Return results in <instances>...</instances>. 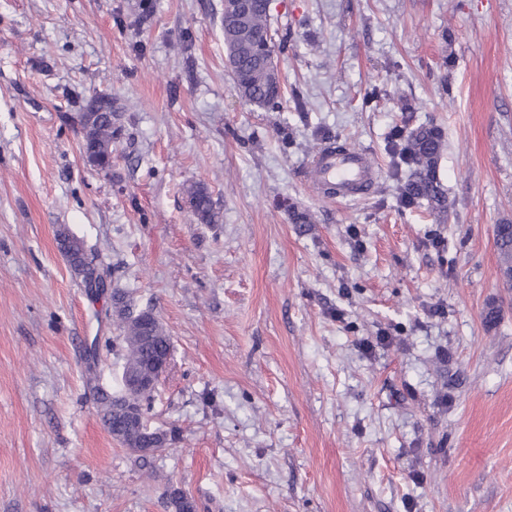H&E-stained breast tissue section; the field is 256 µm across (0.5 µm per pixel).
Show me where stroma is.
<instances>
[{
  "label": "stroma",
  "mask_w": 512,
  "mask_h": 512,
  "mask_svg": "<svg viewBox=\"0 0 512 512\" xmlns=\"http://www.w3.org/2000/svg\"><path fill=\"white\" fill-rule=\"evenodd\" d=\"M139 3L0 0V512H172L174 488L197 512H512V0H272L278 112L234 89L224 0ZM99 91L108 170L80 150ZM422 124L442 212L398 203L388 137ZM332 140L376 167L366 197L307 178ZM62 227L171 338L148 460L87 387L121 388L122 343ZM86 104L84 112L91 115L80 122L81 152L90 166L111 169L112 145L120 130L116 118L118 113L112 108V96L95 93ZM186 204L200 224H217L221 220L208 188L201 183L191 184L185 190ZM494 234L500 276L506 286L512 287V224L495 225ZM61 238L71 240L74 243V246H60V248L64 252L63 255L71 271L80 280L83 287L89 290L93 283L101 280L103 277L105 288H108V282L103 276V274H107V271L104 268L96 270L86 263L82 243L65 230L60 231L58 234L59 244L61 243Z\"/></svg>",
  "instance_id": "stroma-1"
}]
</instances>
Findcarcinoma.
I'll use <instances>...</instances> for the list:
<instances>
[{
    "label": "carcinoma",
    "instance_id": "obj_1",
    "mask_svg": "<svg viewBox=\"0 0 512 512\" xmlns=\"http://www.w3.org/2000/svg\"><path fill=\"white\" fill-rule=\"evenodd\" d=\"M224 46L234 86L239 96L249 105L262 110L281 107L280 81L272 78L265 61L287 49V40H274L270 28L267 0H248V7L235 16L225 18ZM85 111L89 116L80 122V148L86 162L95 168H112V145L120 127L117 112L112 108V96L99 92L87 100ZM442 137L437 128L421 125L409 134L393 136L392 154L397 167L405 171L400 184L399 202L404 208L427 202L438 208L445 205V195L437 174V162L442 151ZM186 204L200 224H217L221 220L208 188L195 183L185 190ZM495 243L499 254V273L503 283L512 287V224L495 225ZM58 238L73 242L61 250L77 279L89 289L102 279L106 270L89 266L80 241L62 230ZM112 315L121 333L123 344V371L141 373L158 355L171 354L172 344L161 323L151 310L136 312L126 296L112 293ZM152 391L122 389L115 393L97 392L101 419L120 445L144 459L140 452L146 444L160 451L166 447L168 433L154 430L148 442L132 434L126 426V414L147 415L151 408ZM169 506L174 512H195L193 501L178 490L169 492Z\"/></svg>",
    "mask_w": 512,
    "mask_h": 512
}]
</instances>
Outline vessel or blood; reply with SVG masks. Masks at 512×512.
Here are the masks:
<instances>
[{
  "label": "vessel or blood",
  "mask_w": 512,
  "mask_h": 512,
  "mask_svg": "<svg viewBox=\"0 0 512 512\" xmlns=\"http://www.w3.org/2000/svg\"><path fill=\"white\" fill-rule=\"evenodd\" d=\"M310 181L322 195L354 199L365 195L377 178V171L364 153L326 147L308 164Z\"/></svg>",
  "instance_id": "b4317fda"
}]
</instances>
